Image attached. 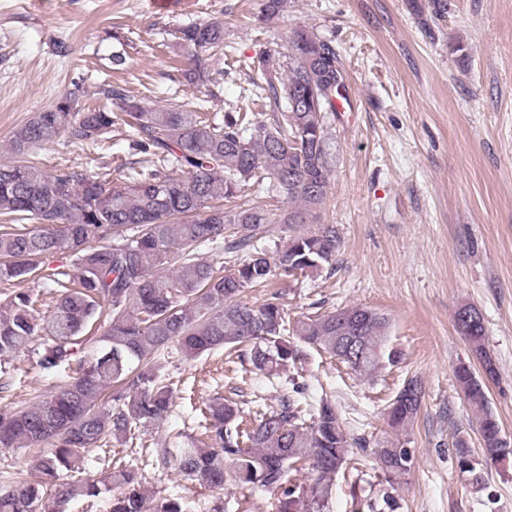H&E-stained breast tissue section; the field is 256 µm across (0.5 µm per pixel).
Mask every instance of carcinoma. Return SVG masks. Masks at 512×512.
Wrapping results in <instances>:
<instances>
[{
    "label": "carcinoma",
    "mask_w": 512,
    "mask_h": 512,
    "mask_svg": "<svg viewBox=\"0 0 512 512\" xmlns=\"http://www.w3.org/2000/svg\"><path fill=\"white\" fill-rule=\"evenodd\" d=\"M179 39L182 77L206 85L214 57L224 53V23L187 25ZM280 69L262 59L263 81L253 83L274 105L270 123L263 112L233 106L210 116L150 105L111 86L103 94L116 112L84 107L68 91L15 132L13 158L0 163V216L9 220L0 225V284L48 279L55 290L48 307L32 290L10 291L0 309V362L29 352L40 370L67 368L71 375L31 405L0 414V448L38 449L34 478L0 489V512H64L72 500L101 494L110 496V512H148L140 468L112 465L107 447L166 420L173 393L159 358L172 343L187 359L215 348L240 352L257 372L285 378L278 408L256 414L246 427L236 401L215 397L207 404L200 437L175 454L162 452L186 479L213 489L232 481L242 490L276 491L278 512H325L354 444L375 459L390 486L411 470L406 440L351 443L335 403L322 398L309 412L307 385L288 375L307 347L358 376L374 375L397 358L385 349L388 318L348 306L343 316L361 323L342 336L334 311L289 323L278 290L258 305L242 301L276 275L333 266L339 245L331 225L305 229L326 204L336 159L328 132L342 74L336 47L312 29H297L288 42L286 78L278 77ZM121 123L133 131L132 148L156 156L159 167L132 168L115 183L70 168L48 172L31 161L33 150L62 135L74 145H103ZM251 187L288 201V209L233 203ZM220 199L230 206L216 204ZM276 224L289 235L272 257L263 240ZM57 253L70 258L71 269H43L46 256ZM466 342L482 375L462 363L455 379L479 426L485 461L500 463L512 457V441L490 409L485 381L497 367L486 351L483 321ZM422 396L420 379L405 382L388 405V425L398 432L410 426ZM453 449L458 465L472 469L466 440L456 437ZM92 459L107 466L100 479L66 483L54 497L46 492ZM306 464L314 478L294 482L292 474Z\"/></svg>",
    "instance_id": "obj_1"
}]
</instances>
